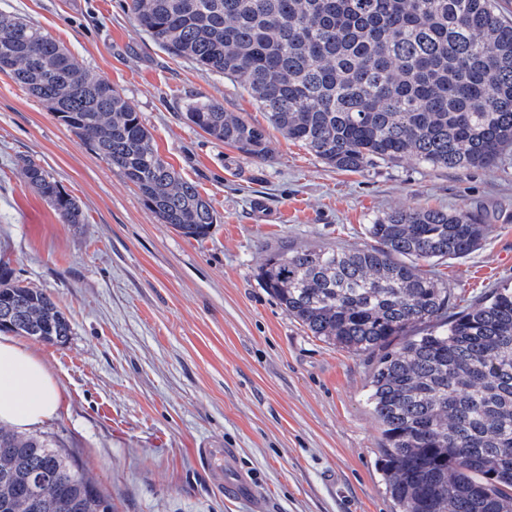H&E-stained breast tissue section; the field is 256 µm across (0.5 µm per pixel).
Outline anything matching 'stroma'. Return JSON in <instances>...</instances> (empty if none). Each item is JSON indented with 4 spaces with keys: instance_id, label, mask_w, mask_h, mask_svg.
<instances>
[{
    "instance_id": "stroma-1",
    "label": "stroma",
    "mask_w": 512,
    "mask_h": 512,
    "mask_svg": "<svg viewBox=\"0 0 512 512\" xmlns=\"http://www.w3.org/2000/svg\"><path fill=\"white\" fill-rule=\"evenodd\" d=\"M0 12L42 27L124 93L217 215L203 240L158 223L117 168L0 73V258L72 324L66 343L24 340L63 394L42 435L74 451L112 512H395L368 404L374 355L308 335L258 273L287 246L366 244L365 225L396 208L466 206L489 224L486 239L431 275L458 305L483 299L512 284V156L466 172L405 160L350 173L275 133L260 163L183 111L202 97L253 123L263 113L136 29L125 0H0ZM27 159L84 223H63ZM207 443L235 449L258 501L224 498L198 455ZM23 168L28 180L37 187L41 195L51 204L63 223H84L83 212L77 201L67 194L43 168L26 160L23 162Z\"/></svg>"
}]
</instances>
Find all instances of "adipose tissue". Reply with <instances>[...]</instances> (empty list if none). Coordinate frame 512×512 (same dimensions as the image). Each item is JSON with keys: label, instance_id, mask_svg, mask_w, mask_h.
I'll list each match as a JSON object with an SVG mask.
<instances>
[{"label": "adipose tissue", "instance_id": "adipose-tissue-1", "mask_svg": "<svg viewBox=\"0 0 512 512\" xmlns=\"http://www.w3.org/2000/svg\"><path fill=\"white\" fill-rule=\"evenodd\" d=\"M61 400L45 363L25 344L0 336V425L32 432L56 415Z\"/></svg>", "mask_w": 512, "mask_h": 512}]
</instances>
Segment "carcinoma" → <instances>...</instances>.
I'll list each match as a JSON object with an SVG mask.
<instances>
[{
  "mask_svg": "<svg viewBox=\"0 0 512 512\" xmlns=\"http://www.w3.org/2000/svg\"><path fill=\"white\" fill-rule=\"evenodd\" d=\"M167 53L240 85L267 127L211 100L185 118L255 161L267 129L360 173L411 159L494 167L512 148V20L498 0H127ZM6 71L132 183L158 222L204 239L217 217L159 153L141 115L49 33L0 13ZM28 180L65 224L77 201L40 166ZM370 246L285 247L260 281L310 335L376 355L369 404L399 512H512V287L458 307L422 267L475 252L489 225L467 207H407L366 225ZM0 331L63 344L70 320L0 261ZM0 512H112L65 449L0 427Z\"/></svg>",
  "mask_w": 512,
  "mask_h": 512,
  "instance_id": "cac0c4a2",
  "label": "carcinoma"
}]
</instances>
